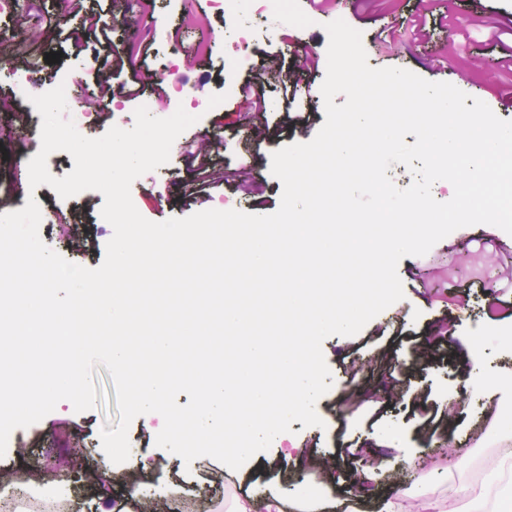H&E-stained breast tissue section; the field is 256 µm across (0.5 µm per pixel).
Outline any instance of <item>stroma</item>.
Segmentation results:
<instances>
[{
    "label": "stroma",
    "mask_w": 512,
    "mask_h": 512,
    "mask_svg": "<svg viewBox=\"0 0 512 512\" xmlns=\"http://www.w3.org/2000/svg\"><path fill=\"white\" fill-rule=\"evenodd\" d=\"M87 11L112 21V52L125 61L118 79L138 81L150 92L158 117L177 107L199 120L176 139L165 169L148 172L131 186L133 202L146 219L161 222L206 209H233L269 214L280 204L282 183L270 172L271 155L282 146L310 141L325 121L320 86L324 71L300 72L310 98L284 108L279 86L287 72L263 71L267 53L280 48L283 36L306 42L325 54L326 23L345 20L362 34L370 67L398 66L434 82L452 83L466 93V106L485 102L500 118L512 120V76L497 67L512 56V0H339L327 13L296 0L293 15L275 25L256 19L241 0L236 12L218 15L208 0H85ZM47 18L35 19L27 8L0 15V98L8 82L4 70L26 71L29 92L42 94L46 77L63 78L81 69L68 95L80 98L83 111L92 113L98 133L112 124L132 128L137 101L113 93L112 103L91 97V61L95 46L81 34V22L64 0H44ZM451 12L455 28L436 29L431 40L411 41L399 59L378 53L380 32L400 26L413 13ZM151 42L149 56L139 51L141 38ZM215 40L211 58L192 62L199 39ZM456 40L470 62L445 69L440 47ZM60 53L59 62H45L46 53ZM253 55L251 69L238 67ZM260 77L267 110L262 123L267 137H252L236 112L238 84L247 75ZM183 87L185 96L175 94ZM119 121H112V109ZM194 138L217 185L206 195L196 190L197 160L184 157L185 138ZM0 209L36 196L51 211L62 212L64 223L49 225L45 243L69 261L97 268L113 235L100 215L104 197L84 191L63 200L48 185L35 190L18 187L16 168L26 166L40 148V127L32 103L11 101L0 109ZM490 225L464 227L438 242L426 255L403 257L398 274L404 297L356 336L326 338L322 351L332 373V386L316 403L319 427L295 421L270 448L232 471L212 458L185 464L179 456L155 444L163 426L159 414L137 417L130 425V456L120 465L105 454L101 429H115L120 421L115 384L104 366H96L92 382L95 406L74 412L60 402L40 422L18 429L19 441L0 457V477L16 482L28 475L25 494L64 501L69 512H121L123 496L137 493L159 512H213L231 495L282 491L289 498L321 497L338 503L336 512H358L355 471L368 472L377 461L389 464L385 490L409 500L423 494L448 500L453 512H466L474 497L497 504L512 489V470L494 467L501 442L512 435V416L496 392L498 383L512 379V294L500 293L497 264L502 242L511 239ZM467 295L468 304L457 301ZM438 406L440 424L424 426L421 402ZM350 450L340 449V442ZM309 448L318 465L332 467L336 481L314 482L292 452V445ZM427 458L426 467L413 463ZM179 487V500L169 491Z\"/></svg>",
    "instance_id": "stroma-1"
}]
</instances>
